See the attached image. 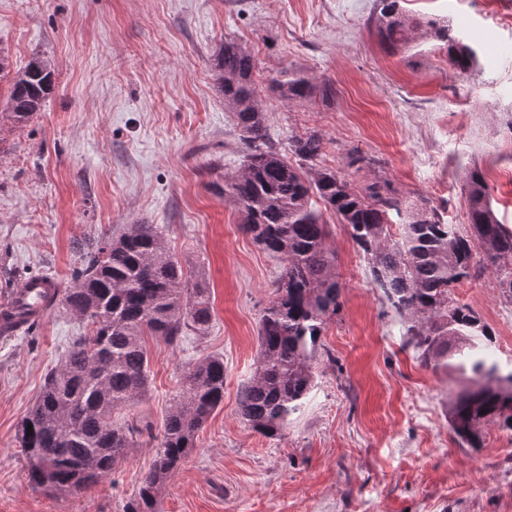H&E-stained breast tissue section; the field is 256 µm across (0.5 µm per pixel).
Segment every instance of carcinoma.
<instances>
[{"label":"carcinoma","instance_id":"carcinoma-1","mask_svg":"<svg viewBox=\"0 0 512 512\" xmlns=\"http://www.w3.org/2000/svg\"><path fill=\"white\" fill-rule=\"evenodd\" d=\"M376 10L381 39L391 45L405 40L400 0H376ZM434 34L448 46V65L469 73L473 48L450 28H436ZM214 76L246 151L240 169L224 175V195L237 206L253 241L285 261L274 299L260 319L258 365L240 392L242 418L265 436L281 433L312 388L319 338L341 306L328 225L309 203L314 194L350 228L374 286L406 318L407 344L420 363L465 376L468 385L448 402L455 436L479 448L487 425L512 430V369L501 373L487 356L491 332L454 295L471 277L478 248L494 266L502 297L512 304V229L498 222L482 173L474 170L467 178L471 234L464 236L444 223L435 207L407 204L386 182L356 192L338 171L315 168L323 151L315 132L289 138L293 162L270 145L256 62L237 40L224 39ZM55 77L51 60L39 56L17 72L0 128L24 124L42 111ZM269 90L287 100L318 90L326 98L333 94L330 81L320 87L288 71L272 79ZM392 211L406 212L395 241L388 229ZM72 279L73 287L53 304L84 320L87 332L73 339L48 373L17 432L27 483L56 494L91 488L127 457L138 437L152 433L146 417L124 425L112 421V412L136 404L148 390L145 336L173 343L205 334L212 320L208 288L174 257L157 224H129L100 238ZM223 401L224 359L207 357L189 369L172 397L152 466L124 512H157L159 492L196 448L198 433Z\"/></svg>","mask_w":512,"mask_h":512}]
</instances>
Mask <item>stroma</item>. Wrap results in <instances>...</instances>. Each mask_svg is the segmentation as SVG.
Returning a JSON list of instances; mask_svg holds the SVG:
<instances>
[{
	"mask_svg": "<svg viewBox=\"0 0 512 512\" xmlns=\"http://www.w3.org/2000/svg\"><path fill=\"white\" fill-rule=\"evenodd\" d=\"M417 28L392 46L375 0H0V47L11 70L43 56L56 90L27 125L0 133V303L37 274L63 286L81 255L128 224H162L169 247L211 292L212 327L177 346L147 339L151 382L124 423L161 426L195 363L224 359V402L160 494V512H512V431L490 425L462 445L448 423L454 373L419 363L407 321L375 288L346 225L321 210L336 254L341 309L312 362L314 386L276 437L241 417L258 365V329L285 262L241 229L213 187L239 170L244 146L216 88L225 38L257 62L268 140L287 152L308 131L321 166L357 190L378 180L407 203L429 202L469 234L466 177L482 172L500 223L512 227V0H401ZM452 28L476 52L462 75L430 34ZM288 70L330 81L329 99L268 89ZM366 157L349 166L351 154ZM456 298L490 328L489 356L512 368V304L482 253ZM85 323L51 308L31 331L0 335V512H123L157 442L74 495L31 488L16 434L49 370Z\"/></svg>",
	"mask_w": 512,
	"mask_h": 512,
	"instance_id": "1",
	"label": "stroma"
}]
</instances>
